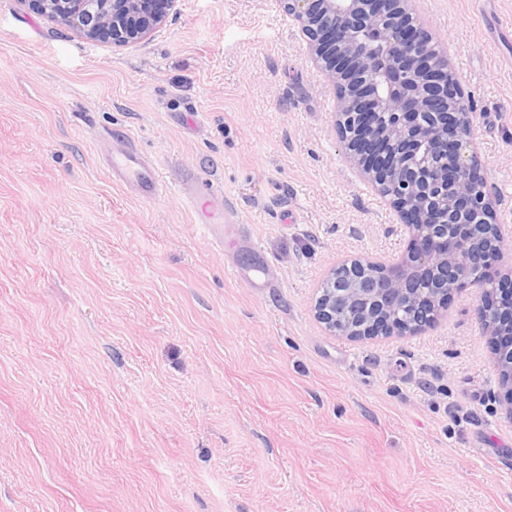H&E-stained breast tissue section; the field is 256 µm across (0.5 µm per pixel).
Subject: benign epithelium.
<instances>
[{
	"mask_svg": "<svg viewBox=\"0 0 512 512\" xmlns=\"http://www.w3.org/2000/svg\"><path fill=\"white\" fill-rule=\"evenodd\" d=\"M45 15L116 46L145 39L177 0H32ZM312 61L336 88V129L348 158L405 224L410 250L386 266L355 259L333 269L313 306L333 335L415 334L448 297L483 289L477 316L496 344L512 419V272L505 237L470 147V103L448 53L413 15L412 0H282ZM373 273L375 287L359 283Z\"/></svg>",
	"mask_w": 512,
	"mask_h": 512,
	"instance_id": "7a95c632",
	"label": "benign epithelium"
}]
</instances>
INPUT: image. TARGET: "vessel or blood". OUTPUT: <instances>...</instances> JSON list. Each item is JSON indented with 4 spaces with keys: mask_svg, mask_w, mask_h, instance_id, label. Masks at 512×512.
<instances>
[{
    "mask_svg": "<svg viewBox=\"0 0 512 512\" xmlns=\"http://www.w3.org/2000/svg\"><path fill=\"white\" fill-rule=\"evenodd\" d=\"M107 168L114 180L121 182L139 198L151 200L162 196L168 190L161 170L139 151L134 141H127L121 150L113 152L108 158ZM187 183L182 196L193 212L195 224L210 239L222 242L223 192H211L209 199L204 200L194 189L195 178H188Z\"/></svg>",
    "mask_w": 512,
    "mask_h": 512,
    "instance_id": "vessel-or-blood-1",
    "label": "vessel or blood"
}]
</instances>
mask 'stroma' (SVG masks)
Masks as SVG:
<instances>
[{
	"label": "stroma",
	"mask_w": 512,
	"mask_h": 512,
	"mask_svg": "<svg viewBox=\"0 0 512 512\" xmlns=\"http://www.w3.org/2000/svg\"><path fill=\"white\" fill-rule=\"evenodd\" d=\"M512 240V0H414ZM281 0H178L125 47L0 0V512H512L494 347L452 295L414 335L314 317L409 235L346 161ZM132 137L170 186L105 159ZM224 193L216 248L175 186ZM270 284L239 276L252 250ZM123 138L125 146L108 158L107 168L112 178L142 199L151 200L165 194L169 187L161 170L139 151L130 137Z\"/></svg>",
	"instance_id": "stroma-1"
}]
</instances>
